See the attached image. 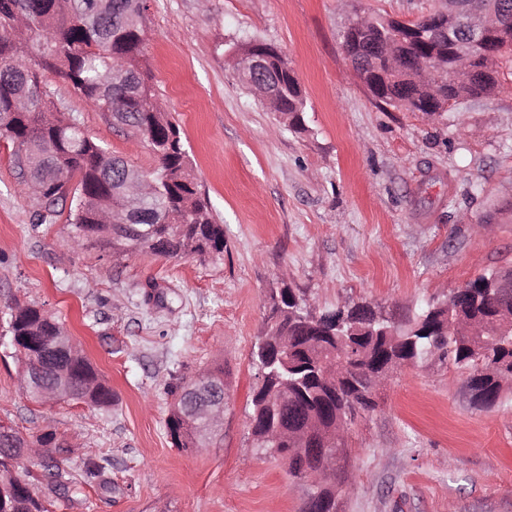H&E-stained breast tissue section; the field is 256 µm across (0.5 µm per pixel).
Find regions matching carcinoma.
I'll list each match as a JSON object with an SVG mask.
<instances>
[{
    "instance_id": "cac0c4a2",
    "label": "carcinoma",
    "mask_w": 512,
    "mask_h": 512,
    "mask_svg": "<svg viewBox=\"0 0 512 512\" xmlns=\"http://www.w3.org/2000/svg\"><path fill=\"white\" fill-rule=\"evenodd\" d=\"M148 0H0V139L14 146L12 163L24 181L46 187L38 221L54 218L59 200L53 181L57 170L69 173L79 198L70 210L75 238L119 252L149 251L168 258L200 262L224 256V225L215 222L206 194L191 173V160L179 125L155 98L143 69L144 23ZM368 25L344 34L346 52L355 57L382 37H391V20L380 15ZM267 50V76L279 84L281 113L289 126L304 128L307 97L286 56L270 44L252 40L235 52ZM398 59L425 56L419 43H394ZM491 64L474 82L448 84L443 100L433 101L378 57L360 75L380 103L413 112L468 103L499 88L500 65ZM57 75L87 103L129 127L150 146L159 161L151 174L157 198L137 201L123 192L126 179L142 172L112 155L89 137L76 119L46 99L43 85ZM139 214L137 223L155 225L150 243L134 228L99 220L102 209ZM512 270H488L467 284L455 300L429 304L415 316L371 311L367 304L314 312L308 299L289 285L273 288L266 299L265 327L251 351L262 384L253 389L250 425L255 445L285 459L300 457L301 444L287 439L274 444L265 434L274 427L288 434L308 429L345 431L359 410L374 406L369 372L380 362L394 369L448 361L468 373L473 405L492 407L503 387L512 386ZM59 321L35 306L10 309V341L25 342L43 376L53 372L54 338ZM69 386L75 399L105 407L112 389L88 359L75 350L69 359ZM168 433L177 448L199 447L197 421L176 401L168 416ZM10 512H48L44 501L29 493L7 499ZM316 512H336V489L325 485Z\"/></svg>"
}]
</instances>
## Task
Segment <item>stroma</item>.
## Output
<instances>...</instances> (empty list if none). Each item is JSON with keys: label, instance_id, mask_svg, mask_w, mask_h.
Masks as SVG:
<instances>
[{"label": "stroma", "instance_id": "35a3bbf8", "mask_svg": "<svg viewBox=\"0 0 512 512\" xmlns=\"http://www.w3.org/2000/svg\"><path fill=\"white\" fill-rule=\"evenodd\" d=\"M432 0H150L144 66L179 125L226 248L220 260L76 246L69 204L53 222L0 141V422L56 434L21 461L51 512H302L310 484L254 448L250 353L280 282L317 308L367 302L416 312L487 269L512 267V70L463 112L376 101L342 48L354 10L419 19ZM259 39L288 58L308 97L296 132L239 82L226 47ZM45 90L129 165L148 144L59 76ZM58 317L111 387L112 406L45 403L22 391L3 337L10 307ZM224 373L221 443L176 448L179 382ZM345 435L338 512H512V394L475 407L467 376L438 361L391 374ZM106 457L85 479L88 458ZM79 494L51 497L44 463Z\"/></svg>", "mask_w": 512, "mask_h": 512}]
</instances>
